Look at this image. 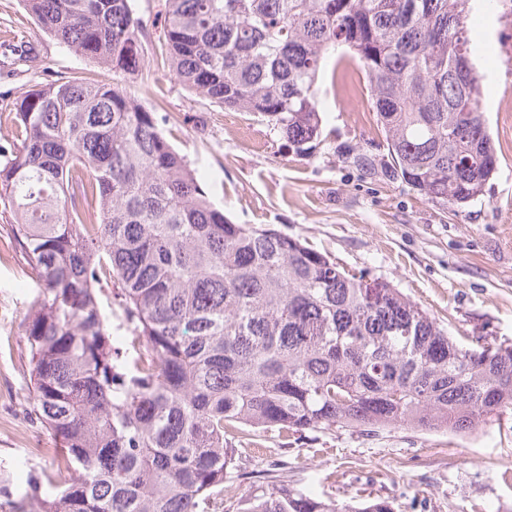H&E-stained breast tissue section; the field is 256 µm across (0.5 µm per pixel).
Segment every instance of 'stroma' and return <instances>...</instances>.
I'll list each match as a JSON object with an SVG mask.
<instances>
[{
    "label": "stroma",
    "instance_id": "obj_1",
    "mask_svg": "<svg viewBox=\"0 0 512 512\" xmlns=\"http://www.w3.org/2000/svg\"><path fill=\"white\" fill-rule=\"evenodd\" d=\"M165 3L132 0L147 53L126 87L155 108L167 139L234 223L274 227L346 270L389 282L460 346L475 347L480 336L512 342V13L499 0L467 20L498 169L484 195L457 212L348 161L358 150L387 153L355 62L340 68L327 57L318 81L322 141L298 156L261 117L224 110L170 78ZM21 43L37 56L16 69L10 48ZM61 77L108 82L112 74L46 35L22 0H0V116L23 92ZM36 293L1 226L0 482L18 490L29 472H54L58 446L29 415L20 322ZM236 448L209 512H238L257 488L281 483L339 502L384 498L394 512H512V409L466 435L336 427L285 441L254 430Z\"/></svg>",
    "mask_w": 512,
    "mask_h": 512
}]
</instances>
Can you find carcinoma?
Instances as JSON below:
<instances>
[{"label":"carcinoma","mask_w":512,"mask_h":512,"mask_svg":"<svg viewBox=\"0 0 512 512\" xmlns=\"http://www.w3.org/2000/svg\"><path fill=\"white\" fill-rule=\"evenodd\" d=\"M41 30L128 80L145 64L132 0H23ZM471 0H166L173 79L252 112L298 155L337 49L365 71L387 159L444 208L484 195L497 153L466 26ZM0 145V223L38 293L21 322L29 414L61 443L53 474L0 485V512H207L243 428L288 438L409 425L463 435L512 409V343L459 346L390 283L274 228L235 224L119 83L24 92ZM130 332L113 344L103 297ZM240 512H393L273 485Z\"/></svg>","instance_id":"obj_1"}]
</instances>
